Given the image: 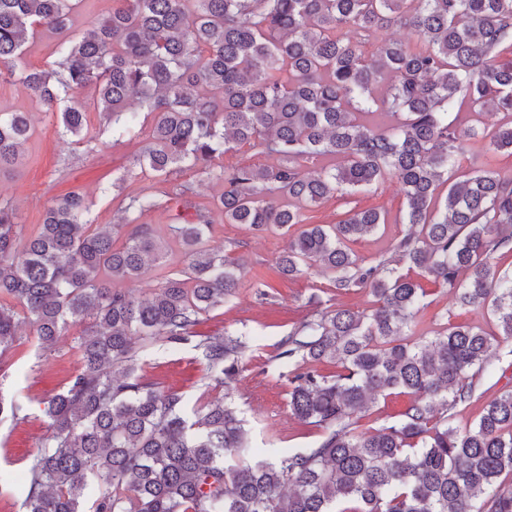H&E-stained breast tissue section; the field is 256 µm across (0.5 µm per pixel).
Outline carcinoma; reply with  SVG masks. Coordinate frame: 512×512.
<instances>
[{
	"mask_svg": "<svg viewBox=\"0 0 512 512\" xmlns=\"http://www.w3.org/2000/svg\"><path fill=\"white\" fill-rule=\"evenodd\" d=\"M82 0H0V76L57 120L64 140L90 145L79 100L95 90L112 133L143 142L132 165L161 182L199 164L224 182L206 207L183 203L168 225L187 260L142 300L134 283L165 264L168 242L131 214L161 206L130 198L114 234L85 219L80 192L56 197L37 236L22 241L17 210L0 205V364L27 324L51 346L70 326L81 371L48 396L50 434L30 457L23 512H512V389L460 430L450 411L479 398L503 342L512 341V180L475 162L455 173L480 133L476 115L507 122L486 153L512 154V0H113L81 34ZM415 41L363 44L381 31ZM57 36L55 59L25 64L28 37ZM151 125H146V120ZM24 112H0V175L22 162ZM277 163L227 170L214 161L243 146ZM394 178L406 233L394 256L367 264L351 249L385 224L376 209L334 224L305 212ZM217 210L226 224L289 236L282 274L335 273L334 288L365 287L362 311L336 308L301 322L276 358L288 372V407L319 441L274 458L249 446L236 407L194 402L136 375L155 345L195 342L208 377L231 387L249 332L195 339L204 314L239 285L240 258L207 245ZM432 278L493 327L447 323L415 338ZM340 370L327 375L319 365ZM415 395L390 425L355 432L380 395Z\"/></svg>",
	"mask_w": 512,
	"mask_h": 512,
	"instance_id": "cac0c4a2",
	"label": "carcinoma"
}]
</instances>
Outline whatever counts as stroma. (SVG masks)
<instances>
[{
    "label": "stroma",
    "mask_w": 512,
    "mask_h": 512,
    "mask_svg": "<svg viewBox=\"0 0 512 512\" xmlns=\"http://www.w3.org/2000/svg\"><path fill=\"white\" fill-rule=\"evenodd\" d=\"M87 104L88 128L97 135L100 146L94 153L59 138L51 118L25 90L10 79L0 80V111L26 112L31 117V136L24 146V159L16 173L0 177V202L19 210L24 237L36 235L43 214L51 200L69 191L85 194L93 226L111 227L130 196L146 187L168 192L173 186L186 185L189 201L205 206L224 189L223 183L201 171L185 170L170 176L168 182L154 184L131 166L134 144L112 136L102 128L94 105L95 92L86 88L82 95ZM73 155L68 168L58 159ZM120 181V191H113V181ZM403 194L396 180H386L370 191L331 199L307 213L312 224H330L350 210L375 208L386 212L383 232L363 237L352 248L370 262L393 254V245L405 226L401 222ZM210 246L245 261L242 283L237 293L222 308L204 316L198 334L220 336L227 332H250L232 391L215 385L207 376L201 350L193 344L160 346L143 360L139 374L143 381L162 390L178 391L205 400L230 397L240 409L253 446L269 450L303 448L317 440L319 430L300 424L288 409L289 382L278 376L277 344L291 328L317 312L344 306L353 310L369 307L368 289L336 291L330 272L317 268L288 280L279 279L274 268L288 245L286 236L257 234L242 224L215 220L209 233ZM428 307L420 312L416 333L423 339L435 336L445 322L486 326L484 311H464L454 306L447 289L425 278ZM79 327L68 329L65 336L49 349L40 348L29 328H22L17 342L0 366V393L21 407L17 419L0 422V512H22L21 483L29 459L49 435L43 398L61 391L78 374L82 364L74 347ZM512 388V342L502 344L493 373L483 375L481 400L458 406L452 415L454 426H472L479 418L484 401L504 389ZM407 393L381 397L359 416L356 431L372 433L397 419L411 402Z\"/></svg>",
    "instance_id": "1"
}]
</instances>
